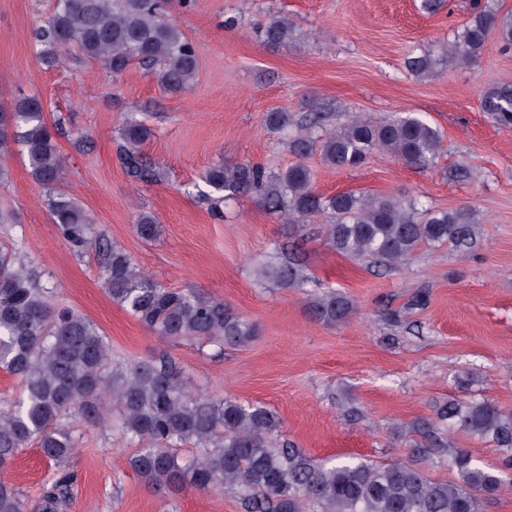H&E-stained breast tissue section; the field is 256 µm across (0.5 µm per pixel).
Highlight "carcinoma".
I'll list each match as a JSON object with an SVG mask.
<instances>
[{"instance_id":"carcinoma-1","label":"carcinoma","mask_w":512,"mask_h":512,"mask_svg":"<svg viewBox=\"0 0 512 512\" xmlns=\"http://www.w3.org/2000/svg\"><path fill=\"white\" fill-rule=\"evenodd\" d=\"M169 0H55L52 12L33 33L36 53L47 63L75 49L118 75L137 62L158 65V81L172 94L194 84L199 62L192 43L169 16ZM286 18H273L263 29L265 40L288 38ZM512 49V15L473 4V16L448 46L451 58L475 60L490 37ZM484 110L503 124L512 123V89L483 93ZM319 112L294 122L286 112H269L265 124L282 132L298 155L319 150L325 165L336 169L362 166L378 148L409 164L427 165L436 155L441 135L422 117L393 114L377 119L355 115L336 129L313 135ZM45 106L36 96L11 107V121L0 126V149L21 145L31 175L43 188L65 178L57 142ZM122 164L135 182H160L164 172L148 164L141 145L151 129L133 118L121 129ZM202 181L218 200L255 192L287 224L313 217L326 221L323 232L336 252L368 259L393 269L422 245L471 247L476 241L471 210H418L391 196L354 191L324 195L301 164L273 174L260 164L245 162L208 168ZM52 223L70 244L89 242L93 218L69 198L49 203ZM137 234L155 240L162 225L150 212L138 216ZM257 275L271 277L286 288L309 282L302 263L283 251L258 266ZM103 287L112 301L139 322L168 339H193L243 346L257 335L256 325L242 319L224 301L193 291H178L144 274L126 251L105 246ZM354 311L344 294L326 291L313 312L334 325ZM0 367L19 378L21 399L0 407V467L4 468L31 440L43 454L63 467L75 449L68 418L103 425L102 407L109 400L119 409L121 435L138 443L130 467L149 486L176 491L227 490L244 512H479L481 501L512 480V410L489 401L448 399L434 407V418L417 423L412 432L421 441L411 459L389 464L367 461H317L281 437L278 415L258 404L232 397L193 394L177 363L112 364V349L100 329L86 317L50 302V291L14 254L0 250ZM488 439L510 452L500 467L473 463L468 451L443 440L439 425ZM191 442L195 453L182 454ZM432 455L448 456L457 479H431L421 462ZM72 491V475L63 470L34 506L11 486L0 482V512H60Z\"/></svg>"}]
</instances>
